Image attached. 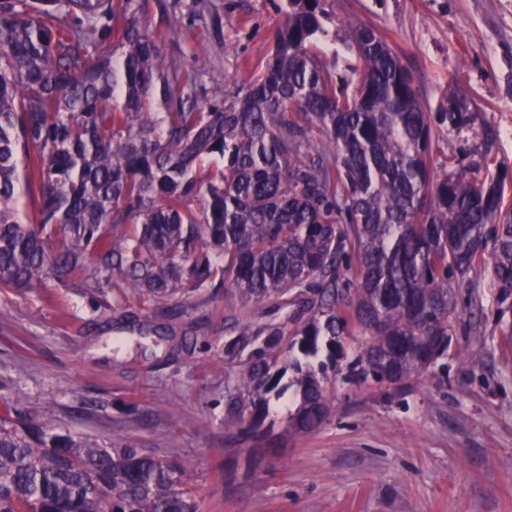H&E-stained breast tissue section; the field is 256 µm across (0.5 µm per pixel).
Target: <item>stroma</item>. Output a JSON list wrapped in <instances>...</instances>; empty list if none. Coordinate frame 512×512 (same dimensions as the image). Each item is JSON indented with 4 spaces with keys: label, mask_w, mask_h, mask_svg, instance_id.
<instances>
[{
    "label": "stroma",
    "mask_w": 512,
    "mask_h": 512,
    "mask_svg": "<svg viewBox=\"0 0 512 512\" xmlns=\"http://www.w3.org/2000/svg\"><path fill=\"white\" fill-rule=\"evenodd\" d=\"M164 2L149 0L145 23L155 34L181 30L179 44L162 48L205 86L251 79L288 9L286 0H213L201 17ZM330 3L314 49L325 52L337 86L352 91L360 78L348 23L376 26L430 111H442L454 86L476 102L478 123L498 129L490 172L512 206V0ZM181 304L180 324L203 327L175 350L167 320L129 288L0 292V398L47 429L189 464L203 512H512V340L492 289L482 311H463L447 376L427 373L390 393L339 381L330 387L336 411L313 433L278 424L233 441L224 438L222 345L235 301L209 288ZM125 309L154 333H128L117 351L113 321Z\"/></svg>",
    "instance_id": "35a3bbf8"
}]
</instances>
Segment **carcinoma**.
Returning <instances> with one entry per match:
<instances>
[{
	"mask_svg": "<svg viewBox=\"0 0 512 512\" xmlns=\"http://www.w3.org/2000/svg\"><path fill=\"white\" fill-rule=\"evenodd\" d=\"M147 3L0 0V288L88 269L87 288L168 302L218 284L260 310L265 320L224 328L230 439L263 434L286 394L285 431L319 428L339 359L387 391L445 370L456 289L482 307L485 272L512 310V208L499 179L449 149L475 120L465 93L428 112L365 23L349 25L359 86L338 92L311 51L328 0H288L259 74L215 81L201 102L149 33ZM21 192L34 224L19 217ZM356 332L365 346L351 347ZM0 512H200V501L188 466L53 434L3 401Z\"/></svg>",
	"mask_w": 512,
	"mask_h": 512,
	"instance_id": "1",
	"label": "carcinoma"
}]
</instances>
